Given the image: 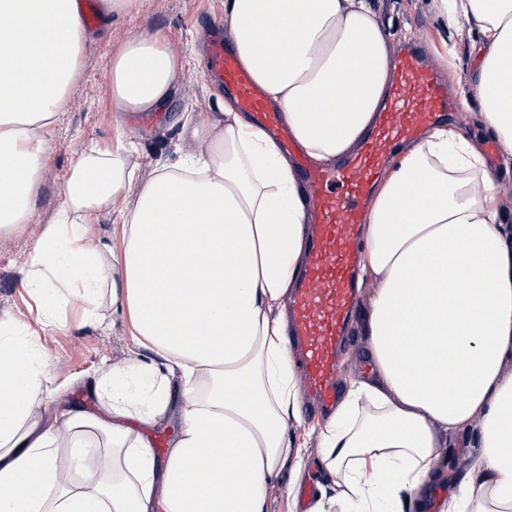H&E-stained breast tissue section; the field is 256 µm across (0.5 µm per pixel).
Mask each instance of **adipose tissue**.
<instances>
[{
    "label": "adipose tissue",
    "mask_w": 512,
    "mask_h": 512,
    "mask_svg": "<svg viewBox=\"0 0 512 512\" xmlns=\"http://www.w3.org/2000/svg\"><path fill=\"white\" fill-rule=\"evenodd\" d=\"M468 25L467 82L480 120L512 153V0H434ZM231 48L315 162L349 155L391 80V35L372 0H224ZM77 0H0V226L27 221L45 131L77 73ZM181 66L157 35L130 33L112 58L118 112H155ZM207 144L138 178L123 136L75 161L22 282L43 322L101 300L127 320L140 358L103 375L105 417L70 410L47 427L53 392L37 329L0 331V512H266L300 397L284 303L301 279L308 226L288 158L225 102L184 119ZM117 210L121 248L88 234ZM479 146L445 126L404 147L373 194L362 241L377 288L366 320L376 376L352 381L321 432L332 476L309 512H427L449 435L478 425L475 469L440 512H512V235ZM180 379L182 423L164 460L126 422L164 421ZM83 471L75 480L73 471Z\"/></svg>",
    "instance_id": "ef3b65f1"
}]
</instances>
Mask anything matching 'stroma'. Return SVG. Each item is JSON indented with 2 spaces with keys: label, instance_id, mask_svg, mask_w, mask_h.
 <instances>
[{
  "label": "stroma",
  "instance_id": "stroma-1",
  "mask_svg": "<svg viewBox=\"0 0 512 512\" xmlns=\"http://www.w3.org/2000/svg\"><path fill=\"white\" fill-rule=\"evenodd\" d=\"M429 2L375 0L379 16L391 33L392 49L400 50L408 43L426 46L433 63L454 89L474 67L472 37L464 26L455 33L443 34ZM223 17L224 0H136L128 14L99 21L92 28L79 53L78 74L68 86L57 114L55 132L40 159L29 221L0 230V321L31 322L37 317V304L22 287L25 262L45 224L63 204L70 169L81 153L109 144L117 133H124L138 145L137 174L146 178L159 166L175 164L187 152L188 146L174 124L176 118L220 111L224 88L208 79L207 62L212 36L229 34L228 29L216 27ZM132 32L161 34L180 58L181 75L160 111L119 113L111 106L112 54ZM372 290L368 282L358 290L349 343L338 371L337 388L342 393L352 379L374 375L364 317ZM81 307L79 299H69L62 309L63 322L40 327V341L46 351L44 372L50 387L57 390L56 403L98 413L104 400L94 389L96 380L112 367L130 364L138 349L125 323L113 318L108 306L100 307V321L75 328L72 320ZM324 416V411L307 401L301 421L289 427L290 435L306 441L311 464L304 482L310 486L328 480L316 463L321 438L314 425Z\"/></svg>",
  "mask_w": 512,
  "mask_h": 512
}]
</instances>
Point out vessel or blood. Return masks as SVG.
Listing matches in <instances>:
<instances>
[{"instance_id": "vessel-or-blood-1", "label": "vessel or blood", "mask_w": 512, "mask_h": 512, "mask_svg": "<svg viewBox=\"0 0 512 512\" xmlns=\"http://www.w3.org/2000/svg\"><path fill=\"white\" fill-rule=\"evenodd\" d=\"M393 66L389 96L357 153L333 170L300 168L310 189L312 233L303 281L293 294L289 347L304 386L320 409L336 404V367L348 343V323L357 302L365 202L395 147L417 138L435 125L440 113L453 109L448 85L423 49L398 51ZM207 69L241 111L253 114L258 127L281 149L291 150L292 137L277 108L232 50L215 43Z\"/></svg>"}]
</instances>
